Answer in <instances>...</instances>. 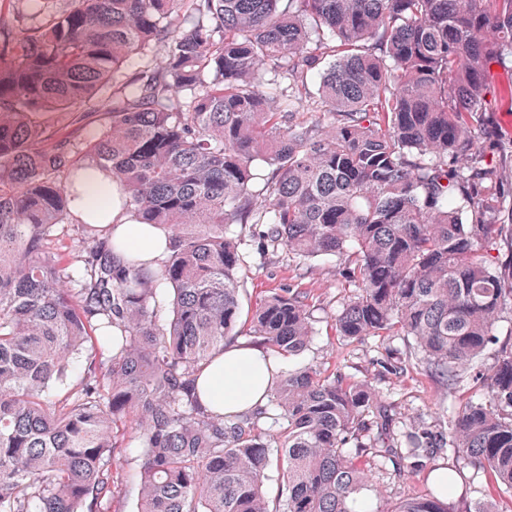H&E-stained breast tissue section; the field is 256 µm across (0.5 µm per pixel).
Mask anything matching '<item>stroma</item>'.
<instances>
[{
	"label": "stroma",
	"instance_id": "obj_1",
	"mask_svg": "<svg viewBox=\"0 0 512 512\" xmlns=\"http://www.w3.org/2000/svg\"><path fill=\"white\" fill-rule=\"evenodd\" d=\"M247 254V271L243 282L245 307L259 305L280 288L300 287L316 317V333L301 360L312 363L325 372H338L349 377L369 379L381 399L389 403L406 422H416L434 429L443 426L450 410L458 408L470 395L468 388L446 396L430 378L408 368L406 362L412 343L405 336L371 337L349 342L337 336L333 319L341 308L344 290L340 286L335 259L301 264L287 252L256 251L251 226L238 230ZM397 365L398 371H383L382 362ZM118 449L115 451L123 474L112 498V512H133L138 496L136 457L137 444L130 427L116 430Z\"/></svg>",
	"mask_w": 512,
	"mask_h": 512
}]
</instances>
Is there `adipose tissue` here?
Returning <instances> with one entry per match:
<instances>
[{"mask_svg": "<svg viewBox=\"0 0 512 512\" xmlns=\"http://www.w3.org/2000/svg\"><path fill=\"white\" fill-rule=\"evenodd\" d=\"M74 191L73 209L78 219L111 234L121 254L135 256L143 263L162 256L164 233L155 226L128 219L119 183L90 167L81 173ZM277 370L261 348L243 343L231 345L203 369L200 393L213 406L234 413L263 401Z\"/></svg>", "mask_w": 512, "mask_h": 512, "instance_id": "1", "label": "adipose tissue"}]
</instances>
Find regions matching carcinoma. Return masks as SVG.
<instances>
[{
	"mask_svg": "<svg viewBox=\"0 0 512 512\" xmlns=\"http://www.w3.org/2000/svg\"><path fill=\"white\" fill-rule=\"evenodd\" d=\"M8 2L0 512H112L123 422L141 448L136 512H502L449 508L461 472L429 461L447 448L512 493V338L495 334L512 315V257L492 255L512 244V186L489 202L477 152L491 65L512 57V0H40L33 13ZM494 98L512 112V69ZM90 163L123 186L133 222L165 233L155 265L117 255L88 224L77 271L55 260L56 226L75 221L61 183ZM243 224L258 228V251L336 258L350 290L337 335L407 336L413 369L448 394L471 381L482 392L445 432H400L370 382L309 364L277 375L261 406H207L197 381L243 310ZM314 335L300 288L252 313L250 343L274 359ZM87 345L79 382L50 393ZM376 462L398 483L426 471L430 492L379 490V506H363Z\"/></svg>",
	"mask_w": 512,
	"mask_h": 512,
	"instance_id": "cac0c4a2",
	"label": "carcinoma"
}]
</instances>
